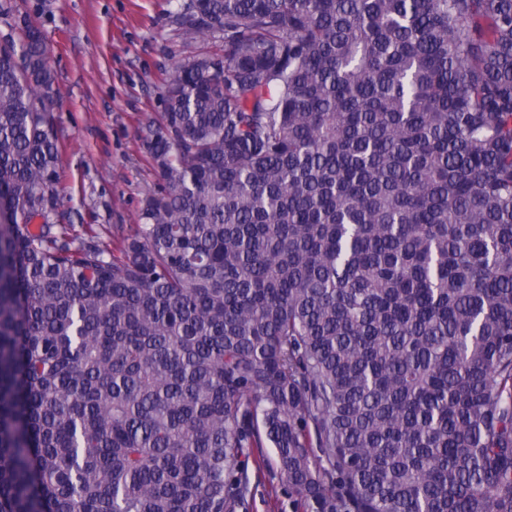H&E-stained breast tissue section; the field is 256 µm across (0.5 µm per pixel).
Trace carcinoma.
<instances>
[{"mask_svg":"<svg viewBox=\"0 0 512 512\" xmlns=\"http://www.w3.org/2000/svg\"><path fill=\"white\" fill-rule=\"evenodd\" d=\"M118 246L54 224L0 40V512H512V0H183ZM41 219L37 228L32 222ZM248 477L251 489L250 512H294L295 496L288 497L279 474L269 465L249 461Z\"/></svg>","mask_w":512,"mask_h":512,"instance_id":"cac0c4a2","label":"carcinoma"}]
</instances>
